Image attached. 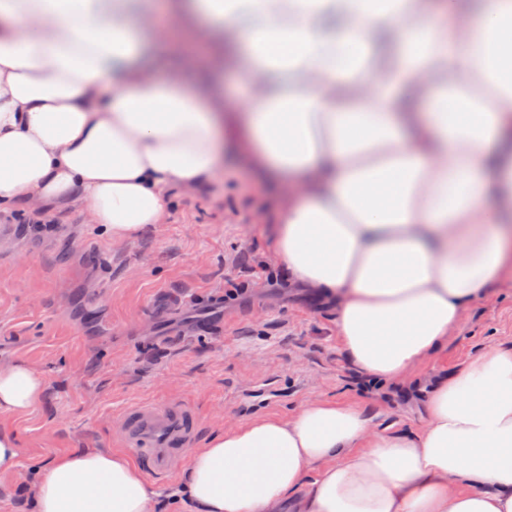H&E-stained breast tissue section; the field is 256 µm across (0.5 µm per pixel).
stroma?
Masks as SVG:
<instances>
[{"mask_svg": "<svg viewBox=\"0 0 512 512\" xmlns=\"http://www.w3.org/2000/svg\"><path fill=\"white\" fill-rule=\"evenodd\" d=\"M274 194L229 156L212 184L174 200L168 223L122 246L77 212L48 228L0 223V359L28 361L46 381L36 408L0 415L22 447L20 477L0 490V512H26L33 474L53 456L113 447L119 415L145 401L189 404L203 440L221 425L290 415L317 398L396 430L422 426V397L359 383L330 302L274 265L255 220ZM236 283L256 296L231 319L190 302ZM498 343L512 344L511 286L475 299L421 375Z\"/></svg>", "mask_w": 512, "mask_h": 512, "instance_id": "1", "label": "stroma"}]
</instances>
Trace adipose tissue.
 <instances>
[{"label": "adipose tissue", "mask_w": 512, "mask_h": 512, "mask_svg": "<svg viewBox=\"0 0 512 512\" xmlns=\"http://www.w3.org/2000/svg\"><path fill=\"white\" fill-rule=\"evenodd\" d=\"M229 151L282 188L273 261L333 303L354 371L413 389L512 283V0H0V211L79 207L119 246ZM45 391L0 360V414ZM177 492L192 512H512V345L430 378L415 432L326 400L225 426ZM151 495L126 455L81 448L37 469L29 508Z\"/></svg>", "instance_id": "1"}]
</instances>
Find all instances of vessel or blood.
Listing matches in <instances>:
<instances>
[{
	"label": "vessel or blood",
	"mask_w": 512,
	"mask_h": 512,
	"mask_svg": "<svg viewBox=\"0 0 512 512\" xmlns=\"http://www.w3.org/2000/svg\"><path fill=\"white\" fill-rule=\"evenodd\" d=\"M200 429L198 414L183 402H147L122 414L117 437L155 478L172 473Z\"/></svg>",
	"instance_id": "vessel-or-blood-1"
}]
</instances>
